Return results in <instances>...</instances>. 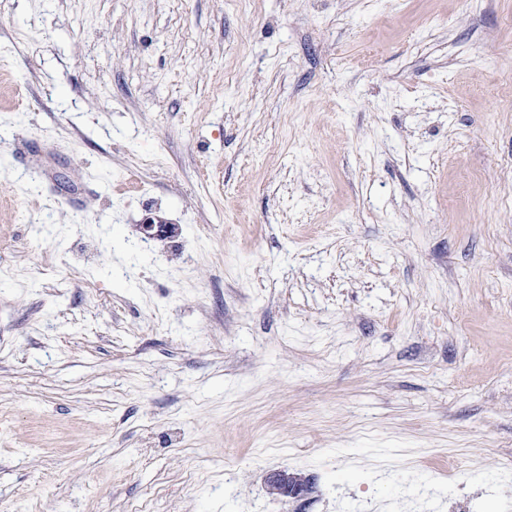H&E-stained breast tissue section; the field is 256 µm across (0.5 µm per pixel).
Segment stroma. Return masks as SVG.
<instances>
[{
  "label": "stroma",
  "instance_id": "stroma-1",
  "mask_svg": "<svg viewBox=\"0 0 512 512\" xmlns=\"http://www.w3.org/2000/svg\"><path fill=\"white\" fill-rule=\"evenodd\" d=\"M508 159L512 0H0V512H512ZM266 485L279 497L300 501L311 494L313 479L296 476L287 470H273L266 476Z\"/></svg>",
  "mask_w": 512,
  "mask_h": 512
}]
</instances>
